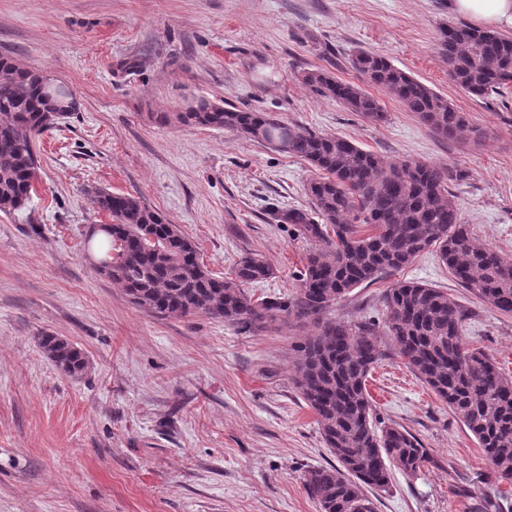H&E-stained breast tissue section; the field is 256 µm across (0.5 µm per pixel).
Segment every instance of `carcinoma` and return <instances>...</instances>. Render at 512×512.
<instances>
[{
	"label": "carcinoma",
	"instance_id": "1",
	"mask_svg": "<svg viewBox=\"0 0 512 512\" xmlns=\"http://www.w3.org/2000/svg\"><path fill=\"white\" fill-rule=\"evenodd\" d=\"M439 49L452 81L472 96L484 99L512 87L511 37L456 23L441 29ZM351 66L440 135L452 137L467 126L466 113L386 58L358 50ZM302 80L371 122L385 119L379 101L355 84L322 69L304 72ZM66 118L42 94L41 74L0 56V213L25 207L38 180L36 139ZM156 120L226 130L272 148L282 124L266 112L203 98ZM286 153L318 172L306 188L309 207L281 213V221L315 243L295 296L256 298L244 289L274 275L257 253L242 256L229 277L210 272L195 242L132 194L95 192L97 208L112 217V233L100 239L88 233V246L104 250L108 263L101 274L146 312L202 313L249 334L277 322L313 325L314 333L296 347L295 387L337 464L307 471L304 489L320 512H374L364 489H385L392 465L415 477L433 458L406 429H376L366 380L383 357L380 343L365 324L328 318L331 309L353 289L402 270L434 247L460 287L512 315V260L473 244L450 191L467 177L461 168L389 160L297 124L288 126ZM384 304L385 334L403 363L469 430L499 478L512 481V378L466 341L465 309L444 290L407 280L386 290ZM40 347L65 375L80 376L88 366L82 351L58 336H41Z\"/></svg>",
	"mask_w": 512,
	"mask_h": 512
}]
</instances>
